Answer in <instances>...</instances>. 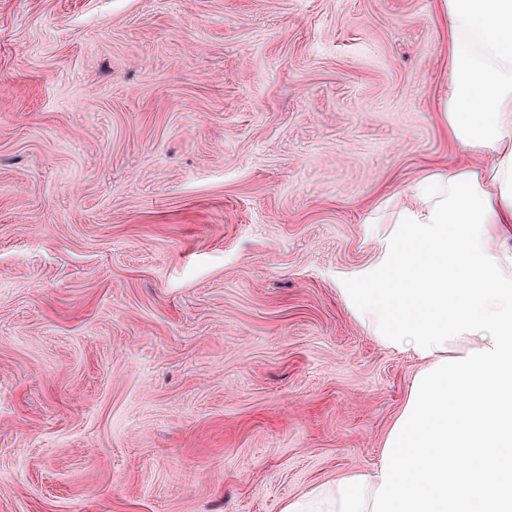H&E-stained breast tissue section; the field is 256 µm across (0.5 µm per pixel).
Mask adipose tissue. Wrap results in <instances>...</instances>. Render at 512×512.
<instances>
[{
  "label": "adipose tissue",
  "mask_w": 512,
  "mask_h": 512,
  "mask_svg": "<svg viewBox=\"0 0 512 512\" xmlns=\"http://www.w3.org/2000/svg\"><path fill=\"white\" fill-rule=\"evenodd\" d=\"M448 52L440 117L488 168L437 169L367 217L388 263L352 289L379 341L424 362L368 473L283 512H512V0H437Z\"/></svg>",
  "instance_id": "obj_1"
}]
</instances>
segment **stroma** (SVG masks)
<instances>
[{"label":"stroma","mask_w":512,"mask_h":512,"mask_svg":"<svg viewBox=\"0 0 512 512\" xmlns=\"http://www.w3.org/2000/svg\"><path fill=\"white\" fill-rule=\"evenodd\" d=\"M436 0H0V512H282L372 469L420 360L371 205L487 167Z\"/></svg>","instance_id":"obj_1"}]
</instances>
